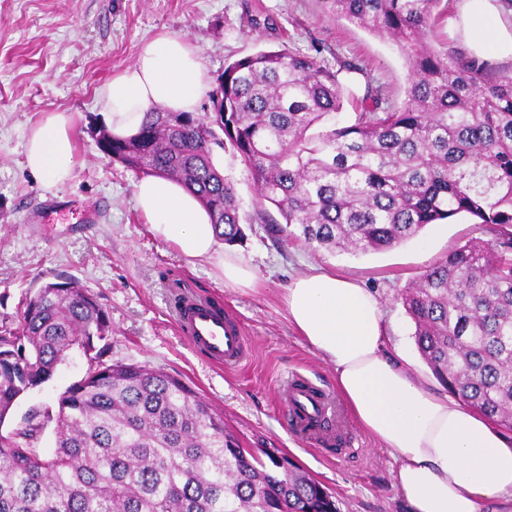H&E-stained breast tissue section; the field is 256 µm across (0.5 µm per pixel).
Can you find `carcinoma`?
<instances>
[{
  "instance_id": "obj_1",
  "label": "carcinoma",
  "mask_w": 512,
  "mask_h": 512,
  "mask_svg": "<svg viewBox=\"0 0 512 512\" xmlns=\"http://www.w3.org/2000/svg\"><path fill=\"white\" fill-rule=\"evenodd\" d=\"M321 2L399 45L409 61L401 106H382L383 86L355 61L260 51L224 69L212 116L148 112L133 135L99 132V148L181 184L228 245L245 232L234 186L213 160L226 141L283 219L267 232L314 249L380 252L428 224L474 217L490 239L448 251L399 298L439 384L512 430V74L432 47L441 0ZM344 72L365 79L346 122ZM111 335L107 310L75 281L41 285L0 319V425L71 350L95 362L59 399L52 456L34 447L47 412L0 434V512H338L287 454L242 447L181 378L103 361Z\"/></svg>"
}]
</instances>
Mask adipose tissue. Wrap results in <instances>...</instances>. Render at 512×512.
I'll return each mask as SVG.
<instances>
[{"instance_id": "obj_1", "label": "adipose tissue", "mask_w": 512, "mask_h": 512, "mask_svg": "<svg viewBox=\"0 0 512 512\" xmlns=\"http://www.w3.org/2000/svg\"><path fill=\"white\" fill-rule=\"evenodd\" d=\"M461 19L476 58L512 57V22L493 0H462ZM208 86L189 39L157 33L134 64L113 72L97 91L110 134L137 132L148 112H192ZM25 165L40 188L68 181L75 165L74 117L45 113L26 136ZM137 209L153 234L193 261H214L216 277L235 288L257 280L242 257H216L210 218L199 201L165 177L140 179ZM288 320L332 365L336 391L356 423L396 455L402 512H512V438L447 395L420 384L385 347L375 294L358 281L319 271L298 277L284 297Z\"/></svg>"}]
</instances>
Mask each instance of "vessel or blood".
I'll use <instances>...</instances> for the list:
<instances>
[{
    "instance_id": "b4317fda",
    "label": "vessel or blood",
    "mask_w": 512,
    "mask_h": 512,
    "mask_svg": "<svg viewBox=\"0 0 512 512\" xmlns=\"http://www.w3.org/2000/svg\"><path fill=\"white\" fill-rule=\"evenodd\" d=\"M176 324L192 346L222 367L240 365L247 357L249 341L243 329L223 308L205 301L186 300L175 311ZM284 413L302 438L324 448L344 442L353 447L333 397L305 376L292 374L284 384Z\"/></svg>"
}]
</instances>
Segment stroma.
<instances>
[{
    "mask_svg": "<svg viewBox=\"0 0 512 512\" xmlns=\"http://www.w3.org/2000/svg\"><path fill=\"white\" fill-rule=\"evenodd\" d=\"M188 37L199 49L209 86L197 112L215 110L214 93L227 65L260 51L287 49L325 60L368 63L392 105L406 98L409 63L389 39L327 11L321 0H0V316L14 315L26 293L46 282L77 281L97 296L112 323L106 361L161 369L180 377L246 448H277L294 458L336 500L340 512H400L398 460L358 425L356 453L307 444L283 417L284 381L308 375L334 390L330 364L315 354L288 321L283 297L292 281L312 270H332L374 292L387 321L385 345L407 362L424 386L437 382L422 360L414 327L399 300L403 288L449 249L484 237L464 214L426 226L393 249L352 255L315 250L269 235L249 171L232 146L214 161L233 184L246 238L235 250L254 270L257 290L224 285L210 262L191 263L154 237L136 209L140 176L103 154L96 90L134 63L141 44L159 32ZM75 118L73 177L46 193L25 166L29 128L43 113ZM94 220H87L86 211ZM187 296L220 299L239 318L251 348L238 368L210 366L176 330L174 286ZM90 361L71 350L53 377L23 394L0 432L19 427L30 410L57 413L58 401L86 376Z\"/></svg>",
    "mask_w": 512,
    "mask_h": 512,
    "instance_id": "1",
    "label": "stroma"
}]
</instances>
